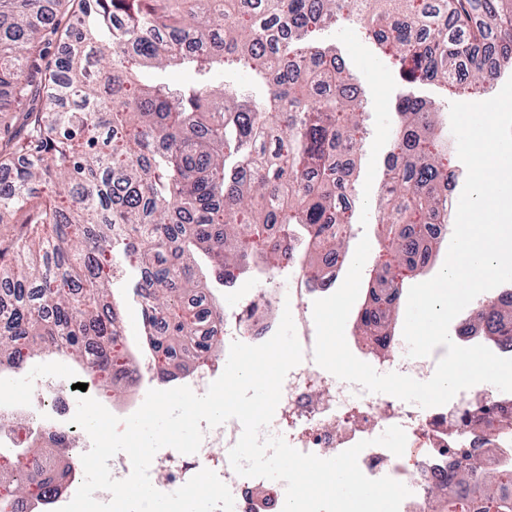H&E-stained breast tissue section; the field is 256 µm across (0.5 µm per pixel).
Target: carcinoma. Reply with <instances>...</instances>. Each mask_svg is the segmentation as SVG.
<instances>
[{"mask_svg": "<svg viewBox=\"0 0 512 512\" xmlns=\"http://www.w3.org/2000/svg\"><path fill=\"white\" fill-rule=\"evenodd\" d=\"M76 19L72 35L60 30ZM350 21L395 61L410 86L492 81L491 54L512 59V0H0V112L23 131H0V366L23 370L42 351L88 375L133 374L122 309L108 300L115 273L132 270L143 350L158 378L180 367L177 345L211 356L213 312L185 297L201 288L194 253L219 279L273 264L281 225L319 250L312 275L344 252L351 177L364 100L352 74L317 35ZM59 44L55 66L39 61ZM190 68L195 80L147 82L148 69ZM248 71L243 94L225 72ZM383 183L391 210L377 290L398 295L432 253L427 226L448 211L442 187L456 170L438 150L439 107L400 99ZM492 343L512 336V309L480 307ZM29 469L0 471L16 495L51 496L69 468L36 454ZM502 475L466 466L494 512H512Z\"/></svg>", "mask_w": 512, "mask_h": 512, "instance_id": "1", "label": "carcinoma"}]
</instances>
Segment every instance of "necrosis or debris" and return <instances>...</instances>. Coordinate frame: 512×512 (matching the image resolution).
<instances>
[{
    "label": "necrosis or debris",
    "mask_w": 512,
    "mask_h": 512,
    "mask_svg": "<svg viewBox=\"0 0 512 512\" xmlns=\"http://www.w3.org/2000/svg\"><path fill=\"white\" fill-rule=\"evenodd\" d=\"M285 254L276 268L262 270L266 288L253 291L237 308L209 327L212 339L225 343L239 341L258 345L270 339L278 328L273 317L280 296L273 284L287 277L292 307L297 313L295 328L303 348V360L286 376L282 397L270 428L288 444L303 453L331 458L367 441L359 458L361 471L369 478L390 477L410 491L400 512H434L435 503L426 493L430 486H447L448 477L472 463L510 473L503 482V493L512 496V447L497 441L499 426L512 418V394L472 387L459 392L445 405L423 408L382 393L366 392L359 385L338 379L314 360L316 329L308 304L327 296L346 258L323 264L322 276L309 278L302 262L303 248L285 243ZM352 353L376 368L398 372L419 381L430 378L435 361L430 357L412 358L403 337L386 334L349 341ZM38 393V401L16 396L18 383ZM74 376H61L46 369L40 375L19 380L16 373L0 368V462L7 451L19 445L13 430L2 428L5 420H17L28 428V437L45 448L66 445L76 455L88 452V434L73 424ZM400 426L407 443L402 456H395L376 445L381 429ZM200 449L182 454L170 447L154 456L149 476L164 493L176 491L202 469L215 471L229 487L234 512H282L285 495L265 478L238 476L229 463L227 451L242 434L238 420L204 428Z\"/></svg>",
    "instance_id": "1"
}]
</instances>
